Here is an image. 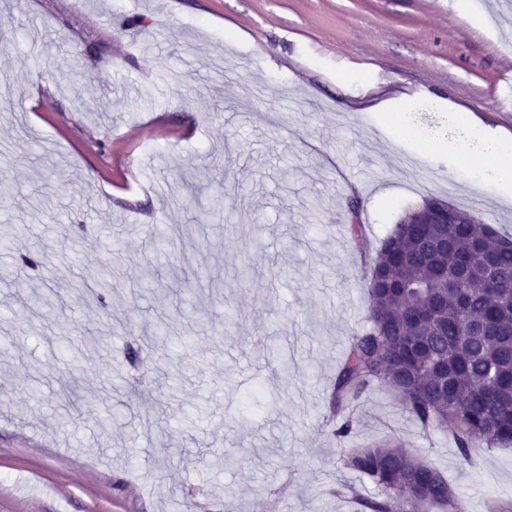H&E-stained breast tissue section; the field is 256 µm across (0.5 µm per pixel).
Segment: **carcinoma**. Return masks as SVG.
Masks as SVG:
<instances>
[{
  "mask_svg": "<svg viewBox=\"0 0 512 512\" xmlns=\"http://www.w3.org/2000/svg\"><path fill=\"white\" fill-rule=\"evenodd\" d=\"M469 224H428L425 234L393 227L365 253L370 293L366 324L352 337L330 400L336 440L354 431V411L375 384L395 391L426 430L452 432L462 456L512 444V241L478 213ZM157 256L171 231L147 232ZM114 274H97L92 293L103 303ZM343 467L371 483L366 497L342 483L336 494L361 512H463L447 476L403 445L352 448ZM411 478L426 480L406 492Z\"/></svg>",
  "mask_w": 512,
  "mask_h": 512,
  "instance_id": "obj_1",
  "label": "carcinoma"
}]
</instances>
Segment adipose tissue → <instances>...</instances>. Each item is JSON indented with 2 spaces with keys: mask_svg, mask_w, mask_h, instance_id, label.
Wrapping results in <instances>:
<instances>
[{
  "mask_svg": "<svg viewBox=\"0 0 512 512\" xmlns=\"http://www.w3.org/2000/svg\"><path fill=\"white\" fill-rule=\"evenodd\" d=\"M422 145L429 158L447 157L458 177L512 198V139L481 128L465 110L449 107L439 126L424 131Z\"/></svg>",
  "mask_w": 512,
  "mask_h": 512,
  "instance_id": "adipose-tissue-1",
  "label": "adipose tissue"
}]
</instances>
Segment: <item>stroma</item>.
Listing matches in <instances>:
<instances>
[{
  "label": "stroma",
  "instance_id": "35a3bbf8",
  "mask_svg": "<svg viewBox=\"0 0 512 512\" xmlns=\"http://www.w3.org/2000/svg\"><path fill=\"white\" fill-rule=\"evenodd\" d=\"M459 2L0 0V71L14 77L0 94L13 195L0 210V512H175L187 492L189 512L259 499L264 512H353L339 483L372 495L324 419L366 321L361 251L433 197L512 236V204L368 109L436 97L512 137V13L479 0L462 20ZM189 178L223 181L229 223H195L207 197L187 194ZM167 225L178 233L159 260L147 232ZM29 253L41 268L21 265ZM245 261L255 274L241 287L231 274ZM102 267L118 276L106 302L31 307L33 292ZM276 268L288 279H270ZM148 270L157 292L138 294L131 279ZM192 287L207 324L178 309ZM161 322L176 338L151 351L147 418L124 350ZM275 339L288 368L268 355ZM356 416L350 447L400 441L444 471L465 512H512V447L464 462L451 433L423 432L379 385ZM165 443L181 455H157Z\"/></svg>",
  "mask_w": 512,
  "mask_h": 512
}]
</instances>
